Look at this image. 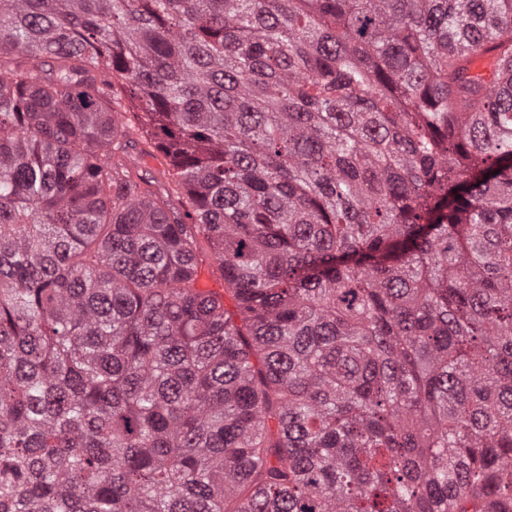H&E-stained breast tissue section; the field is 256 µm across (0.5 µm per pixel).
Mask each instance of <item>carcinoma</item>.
<instances>
[{
  "label": "carcinoma",
  "instance_id": "1",
  "mask_svg": "<svg viewBox=\"0 0 512 512\" xmlns=\"http://www.w3.org/2000/svg\"><path fill=\"white\" fill-rule=\"evenodd\" d=\"M0 512H512V0H0ZM154 154L155 157L146 156L138 160L139 173L146 178L157 177L161 183H164L166 179L163 178L162 172L169 168L168 159L158 151Z\"/></svg>",
  "mask_w": 512,
  "mask_h": 512
}]
</instances>
